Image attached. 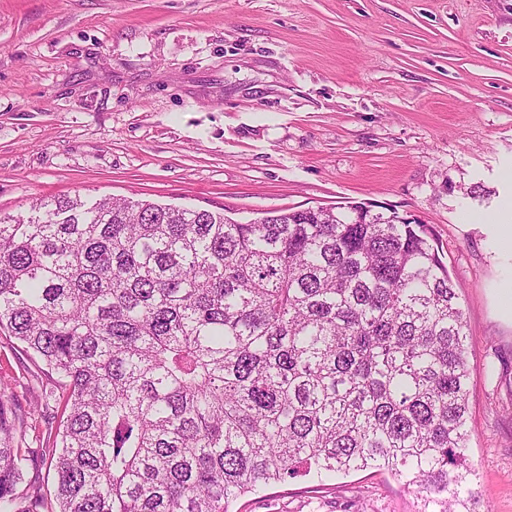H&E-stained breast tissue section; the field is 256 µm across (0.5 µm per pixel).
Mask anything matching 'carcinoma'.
<instances>
[{
	"label": "carcinoma",
	"mask_w": 512,
	"mask_h": 512,
	"mask_svg": "<svg viewBox=\"0 0 512 512\" xmlns=\"http://www.w3.org/2000/svg\"><path fill=\"white\" fill-rule=\"evenodd\" d=\"M0 331L67 392L59 512H230L367 469L418 512H478L463 311L437 239L396 211L47 200L0 216ZM16 431L0 394V512H45L17 493Z\"/></svg>",
	"instance_id": "1"
}]
</instances>
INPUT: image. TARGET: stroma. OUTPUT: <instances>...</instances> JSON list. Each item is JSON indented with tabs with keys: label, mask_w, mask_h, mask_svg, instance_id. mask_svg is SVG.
Segmentation results:
<instances>
[{
	"label": "stroma",
	"mask_w": 512,
	"mask_h": 512,
	"mask_svg": "<svg viewBox=\"0 0 512 512\" xmlns=\"http://www.w3.org/2000/svg\"><path fill=\"white\" fill-rule=\"evenodd\" d=\"M365 203L427 224L469 336L468 458L512 512V0H0V213L40 198ZM48 368L0 333V391ZM397 477H299L232 512H416Z\"/></svg>",
	"instance_id": "stroma-1"
}]
</instances>
